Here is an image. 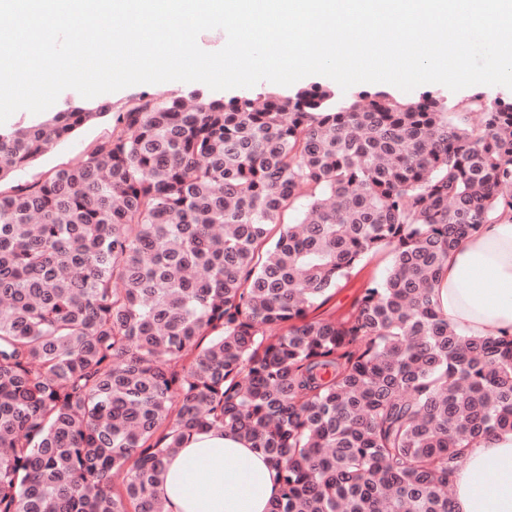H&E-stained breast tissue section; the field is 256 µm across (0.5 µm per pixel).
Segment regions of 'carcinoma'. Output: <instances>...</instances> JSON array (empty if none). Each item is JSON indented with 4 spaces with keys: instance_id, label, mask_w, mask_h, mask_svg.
<instances>
[{
    "instance_id": "obj_1",
    "label": "carcinoma",
    "mask_w": 512,
    "mask_h": 512,
    "mask_svg": "<svg viewBox=\"0 0 512 512\" xmlns=\"http://www.w3.org/2000/svg\"><path fill=\"white\" fill-rule=\"evenodd\" d=\"M98 116L0 129V179ZM511 216L512 101L482 91L139 96L0 193V512H163L164 460L211 427L275 462L270 512H452L464 449L512 432V336L460 334L434 288ZM111 132V114L107 113L81 127L71 138L59 143L29 168L13 177L2 179L0 192L9 193L18 183L45 180L54 170L67 167L78 161L84 153L107 138ZM390 263L391 256L385 252L366 258L352 271L350 278L341 283L333 298L326 305L312 312L310 317L333 319L350 310L362 285L372 278L382 277Z\"/></svg>"
}]
</instances>
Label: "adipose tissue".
<instances>
[{
    "instance_id": "1",
    "label": "adipose tissue",
    "mask_w": 512,
    "mask_h": 512,
    "mask_svg": "<svg viewBox=\"0 0 512 512\" xmlns=\"http://www.w3.org/2000/svg\"><path fill=\"white\" fill-rule=\"evenodd\" d=\"M438 298L457 331L512 335V220L481 225L449 252ZM452 482L454 512H512V434L465 449ZM278 491L268 456L219 428L190 433L155 486L165 512H270Z\"/></svg>"
}]
</instances>
